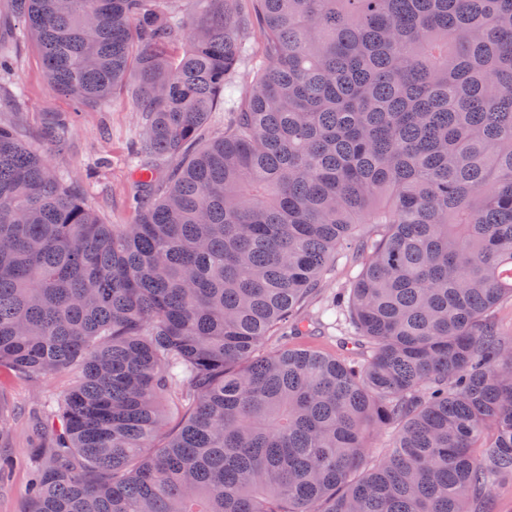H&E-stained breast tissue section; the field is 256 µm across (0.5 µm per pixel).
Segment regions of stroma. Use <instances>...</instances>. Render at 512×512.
I'll list each match as a JSON object with an SVG mask.
<instances>
[{
	"mask_svg": "<svg viewBox=\"0 0 512 512\" xmlns=\"http://www.w3.org/2000/svg\"><path fill=\"white\" fill-rule=\"evenodd\" d=\"M5 84L20 87L23 98L20 112L14 114L8 110L11 97L1 96L0 119L16 121L23 140L38 146L54 170L78 180L105 223H130L134 218L130 199L140 185L129 167V151L139 122L134 105L125 93L116 91L101 109H76L68 96L51 88L41 53L27 43L22 44L16 67ZM60 112L71 116L66 139L58 143L41 140L44 128ZM353 277L347 266L337 264L335 271L326 275L323 288L302 310L296 334L270 339L267 349L306 344L340 358L355 361L367 358L368 350L357 340L353 329L336 324L334 314L322 310L326 300L349 287ZM73 379V374L60 373L38 386L0 369V412L7 419L10 433L6 453L16 462L11 482L0 489V512H24L33 454L30 423L41 408L43 390H61Z\"/></svg>",
	"mask_w": 512,
	"mask_h": 512,
	"instance_id": "obj_1",
	"label": "stroma"
}]
</instances>
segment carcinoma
Masks as SVG:
<instances>
[{
    "label": "carcinoma",
    "instance_id": "cac0c4a2",
    "mask_svg": "<svg viewBox=\"0 0 512 512\" xmlns=\"http://www.w3.org/2000/svg\"><path fill=\"white\" fill-rule=\"evenodd\" d=\"M6 13L76 106L128 86L155 192L105 224L0 121V367L78 373L32 425L31 512H469L512 476V0ZM341 255L369 357L260 353Z\"/></svg>",
    "mask_w": 512,
    "mask_h": 512
}]
</instances>
